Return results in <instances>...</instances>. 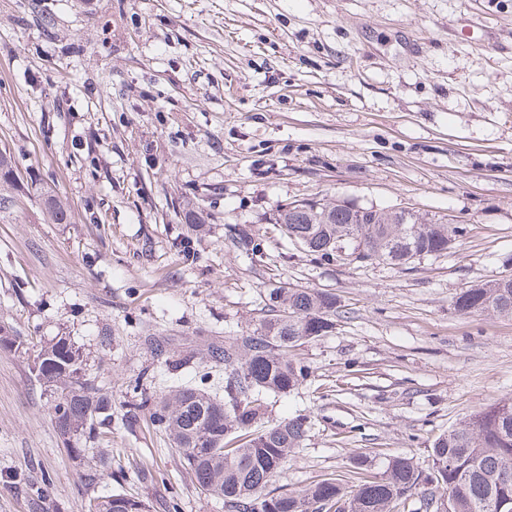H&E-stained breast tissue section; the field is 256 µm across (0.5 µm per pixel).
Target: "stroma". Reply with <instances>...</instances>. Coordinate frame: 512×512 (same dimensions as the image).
Segmentation results:
<instances>
[{"label":"stroma","instance_id":"obj_1","mask_svg":"<svg viewBox=\"0 0 512 512\" xmlns=\"http://www.w3.org/2000/svg\"><path fill=\"white\" fill-rule=\"evenodd\" d=\"M0 152V325L25 341L0 349V512L119 492L228 512L133 389L223 381L210 347L252 333L280 282L338 313L290 350L307 384L266 399L265 424L312 420L270 491L355 484L359 453L429 469L435 438L512 398V318L452 306L512 273V0H0ZM339 198L466 233L398 269L315 259L273 222ZM54 336L112 399L111 478L55 430L31 347Z\"/></svg>","mask_w":512,"mask_h":512}]
</instances>
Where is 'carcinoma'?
<instances>
[{
	"label": "carcinoma",
	"instance_id": "1",
	"mask_svg": "<svg viewBox=\"0 0 512 512\" xmlns=\"http://www.w3.org/2000/svg\"><path fill=\"white\" fill-rule=\"evenodd\" d=\"M53 220H66L53 190L35 188ZM340 204L324 210L288 205L275 223L288 239L322 260L406 266L437 257L465 234L459 225L427 219L404 208L366 207L362 223ZM460 315L512 316V277H498L461 291L453 302ZM338 306L328 290L276 286L268 315L253 334L224 339L210 357L224 364V399L191 385L171 386L153 400L140 392L137 410L172 440L197 488L224 499L229 512H395L396 502L415 495L417 512H512V399L477 411L435 439L432 466L421 470L413 457L389 459L380 476L348 486L326 478L288 494L265 488L283 472L288 458L310 431L305 415L263 425L265 395L290 394L310 377L309 367L288 357L297 343L333 332ZM42 375L56 395L49 410L57 433L68 432L66 451L84 455L83 443L97 439L112 416V401L85 378L83 354L66 336L35 350ZM86 512H149L144 501L116 493L93 497Z\"/></svg>",
	"mask_w": 512,
	"mask_h": 512
}]
</instances>
